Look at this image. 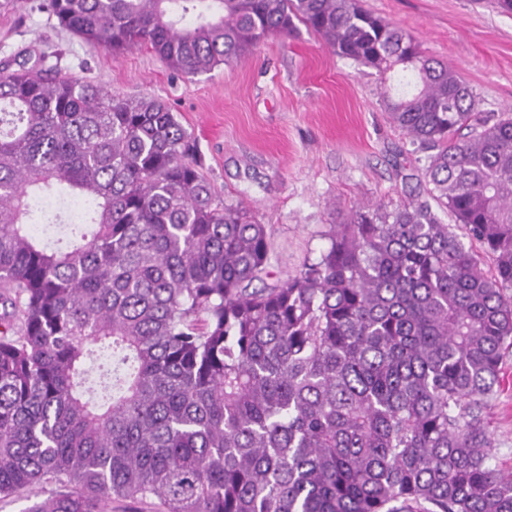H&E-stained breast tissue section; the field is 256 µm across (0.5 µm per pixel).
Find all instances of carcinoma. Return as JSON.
<instances>
[{
    "instance_id": "1",
    "label": "carcinoma",
    "mask_w": 512,
    "mask_h": 512,
    "mask_svg": "<svg viewBox=\"0 0 512 512\" xmlns=\"http://www.w3.org/2000/svg\"><path fill=\"white\" fill-rule=\"evenodd\" d=\"M183 75L302 23L383 74L427 201L366 205L293 276L171 107L0 68V496L28 512H512L485 409L512 348V116L358 0H51ZM193 22L185 23L187 16ZM471 129L468 140L457 133ZM98 363V378L89 366ZM40 489L25 492L20 495L0 498V512H25L34 502L43 498ZM107 512H160L156 500L133 501V500H113L106 502Z\"/></svg>"
}]
</instances>
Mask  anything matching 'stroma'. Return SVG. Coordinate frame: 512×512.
Returning <instances> with one entry per match:
<instances>
[{
	"mask_svg": "<svg viewBox=\"0 0 512 512\" xmlns=\"http://www.w3.org/2000/svg\"><path fill=\"white\" fill-rule=\"evenodd\" d=\"M452 67L480 116L512 113V12L497 0H361ZM28 61L113 95L166 101L195 141L225 203L271 233V269L294 275L317 260L335 224L363 204L388 209L422 196L426 154L390 120L376 70L336 55L298 26L245 58L197 76L175 73L144 47L112 51L62 29L48 0H0V64ZM494 462L512 472V351L486 410Z\"/></svg>",
	"mask_w": 512,
	"mask_h": 512,
	"instance_id": "obj_1",
	"label": "stroma"
}]
</instances>
